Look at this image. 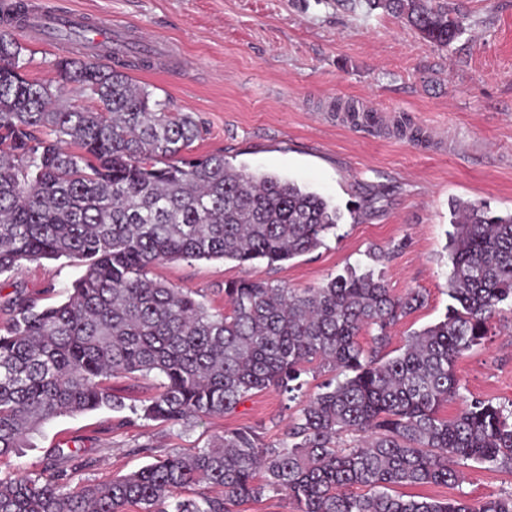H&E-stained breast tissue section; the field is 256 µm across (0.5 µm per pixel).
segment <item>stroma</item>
Returning <instances> with one entry per match:
<instances>
[{
  "mask_svg": "<svg viewBox=\"0 0 512 512\" xmlns=\"http://www.w3.org/2000/svg\"><path fill=\"white\" fill-rule=\"evenodd\" d=\"M31 9H75L123 28L127 50L148 52L130 76L172 111L202 124L195 155L221 154L249 173H272L319 193L342 218L322 247L273 266L233 261L161 262L150 277L189 291L213 310L225 309L222 287L243 277L309 288L365 265L370 251L391 293L425 295L422 307L390 330L386 353L448 310L450 204L482 203L512 212V0H448L465 31L448 47L428 42L400 19L367 11L363 0H26ZM31 53L28 74L50 80L53 63L82 48L20 35ZM352 102L378 117L353 125L336 103ZM73 259L25 263L0 274V327L6 299L18 294L48 306L65 300L83 274ZM460 395L439 414L453 417L474 398L512 404V312L490 324L486 339L456 362ZM126 410L103 407L43 425L31 447L0 461V478L37 477L60 448H80L90 464L60 462L68 488L127 474L172 452L207 447L214 436L251 427L264 443H281L292 414L272 390L252 394L235 411L174 427L133 416L130 404L152 396L156 381L137 374L108 379ZM464 480L412 487L433 499L477 503L512 494V471L473 461Z\"/></svg>",
  "mask_w": 512,
  "mask_h": 512,
  "instance_id": "obj_1",
  "label": "stroma"
}]
</instances>
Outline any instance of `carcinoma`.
<instances>
[{
	"label": "carcinoma",
	"mask_w": 512,
	"mask_h": 512,
	"mask_svg": "<svg viewBox=\"0 0 512 512\" xmlns=\"http://www.w3.org/2000/svg\"><path fill=\"white\" fill-rule=\"evenodd\" d=\"M447 47L464 33L445 0H365ZM31 60L0 26V274L40 259L84 266L66 301L46 308L7 300L0 332V458L29 446L48 421L125 408L105 381L158 380L133 414L187 427L222 417L256 391L294 399L309 365L333 373L293 417L286 440L251 427L226 431L192 454L170 453L109 481L67 488L52 460L38 478H0V512H235L268 493L299 512H512V495L475 506L418 499L407 485H454L458 466L512 465V407L459 396L457 359L512 307V212L452 205L444 319L412 332L398 354L378 356L388 330L425 296H393L368 270L316 288L241 278L224 284L229 311L148 277L163 261L233 260L272 266L311 252L341 219L317 193L269 173H246L219 154L189 155L201 132L124 72L85 55L55 62L62 84L98 101L61 104L62 84L28 78ZM376 331L367 351L358 336ZM364 443L343 448L342 435ZM203 485L195 498L182 489Z\"/></svg>",
	"instance_id": "cac0c4a2"
}]
</instances>
